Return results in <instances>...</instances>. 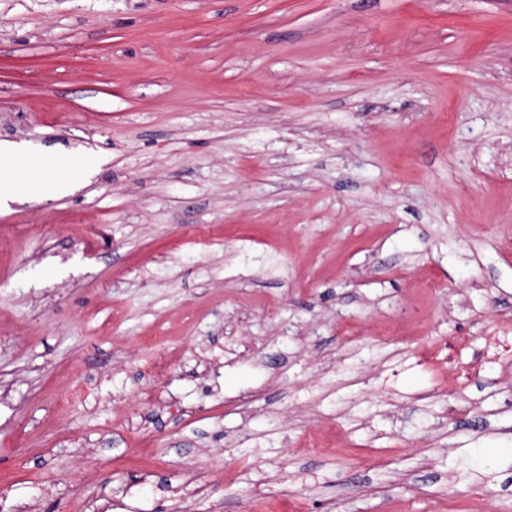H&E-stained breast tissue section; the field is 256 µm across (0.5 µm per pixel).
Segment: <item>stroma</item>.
Wrapping results in <instances>:
<instances>
[{
    "label": "stroma",
    "instance_id": "1",
    "mask_svg": "<svg viewBox=\"0 0 512 512\" xmlns=\"http://www.w3.org/2000/svg\"><path fill=\"white\" fill-rule=\"evenodd\" d=\"M0 141L9 512H512V0H0ZM20 154H32L29 150L15 145L10 142H0V160H1V179H0V209L8 208L10 202H14L18 195L13 192L14 183L16 179L15 172L13 167L10 166V162L14 157ZM2 162L8 164L10 166V171L7 179L3 182L2 178ZM14 168L18 170L23 175V180L18 182L17 189L19 192H23L26 188V181L39 177L42 180H49L54 171L57 168V163L50 159H41L38 162H33L31 159L19 156L14 160ZM3 182V183H2ZM466 336H459L448 344V370L454 371L457 377L468 379L473 373L479 371L485 363H498L501 358L512 354V339L509 336H491L487 339L484 351L480 357L468 366L458 367L456 360L451 359V353L458 352L466 342Z\"/></svg>",
    "mask_w": 512,
    "mask_h": 512
}]
</instances>
